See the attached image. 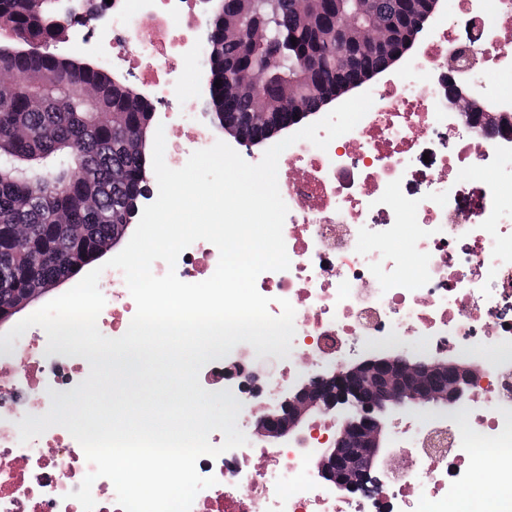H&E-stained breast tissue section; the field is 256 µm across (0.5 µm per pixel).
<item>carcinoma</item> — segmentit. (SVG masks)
Segmentation results:
<instances>
[{"label": "carcinoma", "instance_id": "1", "mask_svg": "<svg viewBox=\"0 0 512 512\" xmlns=\"http://www.w3.org/2000/svg\"><path fill=\"white\" fill-rule=\"evenodd\" d=\"M218 2L205 19L203 42L211 123L255 145L385 71L423 32L411 12L399 45L362 58L338 85L332 64L342 44L317 41L304 27L305 0ZM330 2L324 28L363 11L377 30L391 26L411 0ZM247 8L268 19V38L244 54L237 21L248 20ZM69 22L56 0H0V30L24 44L0 46V67L15 77L0 86V318H12V307L99 260L126 233L151 183L145 155L151 102L100 65L50 52ZM251 69L263 74L256 90L270 107L263 125L251 121L253 98L235 90ZM88 85L97 97H82ZM290 89L298 95L293 111L281 106ZM18 226L26 238L14 236Z\"/></svg>", "mask_w": 512, "mask_h": 512}]
</instances>
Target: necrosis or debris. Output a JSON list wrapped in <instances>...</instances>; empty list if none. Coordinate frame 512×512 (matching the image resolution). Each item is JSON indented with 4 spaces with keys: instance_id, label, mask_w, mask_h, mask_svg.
Masks as SVG:
<instances>
[{
    "instance_id": "1",
    "label": "necrosis or debris",
    "mask_w": 512,
    "mask_h": 512,
    "mask_svg": "<svg viewBox=\"0 0 512 512\" xmlns=\"http://www.w3.org/2000/svg\"><path fill=\"white\" fill-rule=\"evenodd\" d=\"M152 2V10L139 13L128 0L105 6V13L128 20L124 39L109 47L112 64L137 74L156 99L173 101L179 115L196 105L194 96L178 90L203 25L200 0ZM473 2L456 0L453 23L435 29L416 64L373 93L370 110L353 130L327 149L300 140L280 156L290 265L262 272L256 281L260 294L287 299L295 309L285 388L316 379L317 365L344 363L356 350L393 348L399 336L422 338L440 355L498 349L497 359L481 365L471 429L449 431L447 446L431 452L395 449L390 477L371 478L346 495L319 476L302 447L252 441L198 459L199 474L216 483L197 493L191 512H434L437 504L462 496L474 451L484 446L492 451L496 512H512V317L499 311L501 302L512 301V151L481 125L463 129L443 66L450 48L466 46L484 56L490 83L511 87L512 0H489L480 11ZM164 131L179 168L214 143L206 127L184 124L178 116ZM431 139L445 148L427 175L429 190L401 203L400 187L420 146ZM465 173L487 180L482 208L466 211L457 204L454 185ZM405 211L414 218L413 234L399 251L393 244ZM407 253L416 260L415 271L404 263ZM218 261V249L199 240L180 254L176 273L184 282H201ZM489 280L496 295L483 291ZM108 287L111 300L99 321L120 336L136 304L124 278ZM34 349L30 343L15 352L20 378L0 371V512H83L71 494L93 466L79 443L57 428L24 443L18 423L48 411L50 392L72 390L86 374L73 357L46 363ZM254 354L251 345L238 344L231 352L241 363L235 373L217 360L199 374L204 385L231 390L250 422L263 414L271 389L249 371ZM487 396L494 410L478 407ZM271 470L286 473L287 482L270 484Z\"/></svg>"
}]
</instances>
